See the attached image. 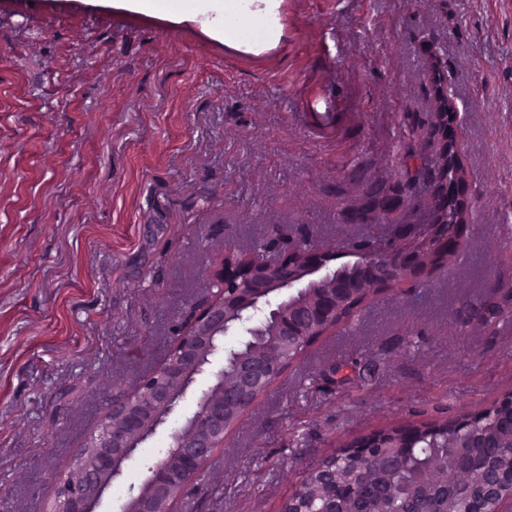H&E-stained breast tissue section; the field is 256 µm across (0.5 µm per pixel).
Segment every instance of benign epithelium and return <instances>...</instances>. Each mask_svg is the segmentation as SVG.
<instances>
[{"mask_svg": "<svg viewBox=\"0 0 512 512\" xmlns=\"http://www.w3.org/2000/svg\"><path fill=\"white\" fill-rule=\"evenodd\" d=\"M346 254L338 247L328 250L309 247L272 262H258L249 276L239 279L240 269L224 268L213 275V286L204 303L194 310V317L175 338L165 362L138 387L139 395L112 401L97 429L89 436L87 452L79 454L69 474L55 479L56 491L50 512H95L107 487L106 478L123 475V464L139 444L152 435L174 409L178 397L174 381L188 389L194 381L190 373L200 374L222 351L214 335L234 330L251 336L255 327L247 322L230 325L228 319L245 305L257 307L278 322L279 335L288 339L302 336L313 327L331 323L336 309L348 296L347 282L332 261ZM365 280L374 288L384 289L400 280L420 279V267L412 252H395L390 261L373 256L359 266ZM271 367L259 358L238 363L235 394L205 409V422L190 426L187 437L175 431L170 435L177 448L178 467L193 473L217 448L224 445V420L228 408L238 401L269 389ZM152 495L141 502L139 512H169L172 471L169 465L154 467L148 477ZM509 488L496 496L491 507L476 512H512V476Z\"/></svg>", "mask_w": 512, "mask_h": 512, "instance_id": "obj_1", "label": "benign epithelium"}]
</instances>
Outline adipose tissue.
<instances>
[{
	"instance_id": "ef3b65f1",
	"label": "adipose tissue",
	"mask_w": 512,
	"mask_h": 512,
	"mask_svg": "<svg viewBox=\"0 0 512 512\" xmlns=\"http://www.w3.org/2000/svg\"><path fill=\"white\" fill-rule=\"evenodd\" d=\"M112 6L161 19L210 11L216 15L214 31L223 38L232 40L247 38L260 23L259 17L242 13L237 0H112Z\"/></svg>"
}]
</instances>
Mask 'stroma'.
Listing matches in <instances>:
<instances>
[{
    "label": "stroma",
    "instance_id": "35a3bbf8",
    "mask_svg": "<svg viewBox=\"0 0 512 512\" xmlns=\"http://www.w3.org/2000/svg\"><path fill=\"white\" fill-rule=\"evenodd\" d=\"M235 44L98 0H0V512H46L117 396L165 359L226 247L324 248L431 152V71L469 217L455 262L372 296L279 378L175 512H277L347 440L512 394V0H271ZM493 305L483 321L462 299ZM166 424L103 493L120 512Z\"/></svg>",
    "mask_w": 512,
    "mask_h": 512
}]
</instances>
